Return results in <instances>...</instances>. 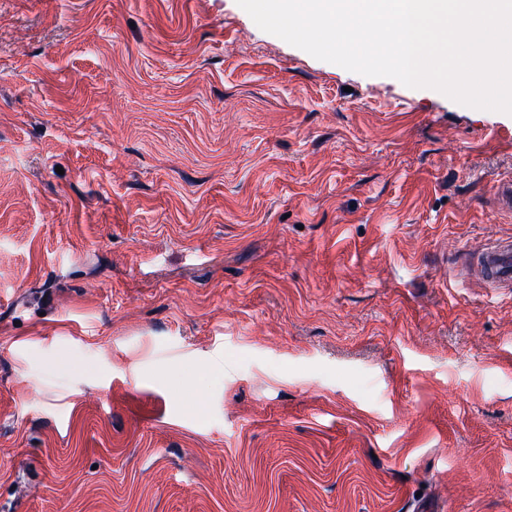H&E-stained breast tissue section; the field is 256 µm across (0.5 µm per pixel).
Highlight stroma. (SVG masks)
<instances>
[{"label":"stroma","mask_w":512,"mask_h":512,"mask_svg":"<svg viewBox=\"0 0 512 512\" xmlns=\"http://www.w3.org/2000/svg\"><path fill=\"white\" fill-rule=\"evenodd\" d=\"M509 131L236 0H0V512H512ZM478 254L481 278L495 288H512V240H489Z\"/></svg>","instance_id":"stroma-1"}]
</instances>
